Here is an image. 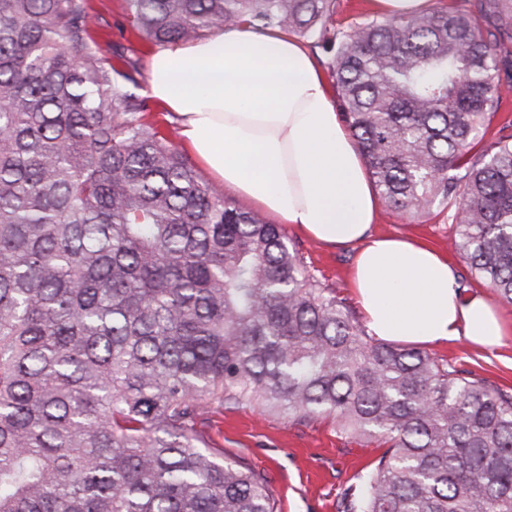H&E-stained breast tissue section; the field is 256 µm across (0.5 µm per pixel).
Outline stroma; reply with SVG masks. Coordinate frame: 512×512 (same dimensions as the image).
I'll list each match as a JSON object with an SVG mask.
<instances>
[{
    "label": "stroma",
    "instance_id": "35a3bbf8",
    "mask_svg": "<svg viewBox=\"0 0 512 512\" xmlns=\"http://www.w3.org/2000/svg\"><path fill=\"white\" fill-rule=\"evenodd\" d=\"M90 5L105 20L100 31L104 52H111L116 44L130 45L141 61H148L152 49L130 34L123 0H90ZM375 229L422 241L447 256L465 288L479 287V280L461 254L454 226L443 217L400 216L383 204ZM284 230L312 274L334 287L340 298L352 301L348 272L353 248L328 247L291 224ZM428 351L458 369L512 391V336L502 346L488 350L475 349L460 339L429 346ZM210 432L226 457L243 460L270 480L278 495L279 512H344V489L357 473L369 470L383 451L378 443L340 431L334 418L300 423L278 413L258 412L247 404L228 406L214 414Z\"/></svg>",
    "mask_w": 512,
    "mask_h": 512
}]
</instances>
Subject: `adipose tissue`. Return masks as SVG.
Masks as SVG:
<instances>
[{
	"mask_svg": "<svg viewBox=\"0 0 512 512\" xmlns=\"http://www.w3.org/2000/svg\"><path fill=\"white\" fill-rule=\"evenodd\" d=\"M147 92L217 183L281 224L357 249L349 282L371 336L493 348L512 335L483 290L407 237L376 235L378 194L309 51L281 31L225 28L150 56Z\"/></svg>",
	"mask_w": 512,
	"mask_h": 512,
	"instance_id": "adipose-tissue-1",
	"label": "adipose tissue"
}]
</instances>
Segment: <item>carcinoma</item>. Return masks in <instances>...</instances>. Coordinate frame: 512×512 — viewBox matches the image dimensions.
Listing matches in <instances>:
<instances>
[{
	"instance_id": "1",
	"label": "carcinoma",
	"mask_w": 512,
	"mask_h": 512,
	"mask_svg": "<svg viewBox=\"0 0 512 512\" xmlns=\"http://www.w3.org/2000/svg\"><path fill=\"white\" fill-rule=\"evenodd\" d=\"M124 3L156 47L246 23L331 54L388 206L449 210L512 304V135L469 155L512 90L507 0L345 30L336 0ZM101 26L89 0H0V512H278L202 429L226 404L385 445L344 512H512V392L369 336L159 134Z\"/></svg>"
}]
</instances>
